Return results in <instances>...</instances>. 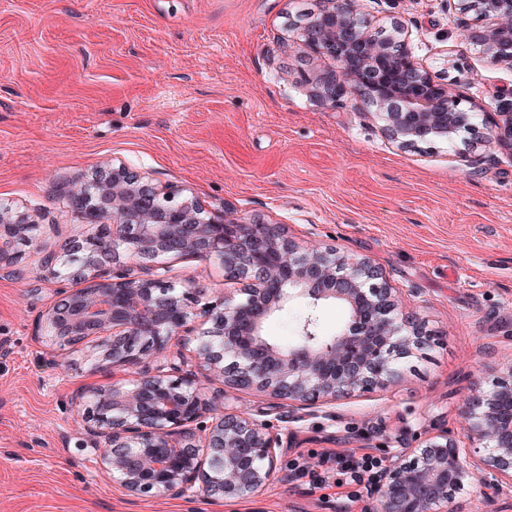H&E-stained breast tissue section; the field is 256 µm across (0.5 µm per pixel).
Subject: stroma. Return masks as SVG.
<instances>
[{
    "mask_svg": "<svg viewBox=\"0 0 512 512\" xmlns=\"http://www.w3.org/2000/svg\"><path fill=\"white\" fill-rule=\"evenodd\" d=\"M373 30L401 23L434 79L493 112L512 68L461 52L445 0H360ZM318 0H0V201L40 213L22 256L0 269V512H371L345 488L315 491L280 469L248 501L130 495L83 447L76 391L109 383L81 354L37 338L56 301L45 248L86 224L69 186L123 163L243 221L284 224L300 243L370 260L412 288L429 334L401 382L293 422L253 391L232 404L270 421L282 458L356 450L386 458L440 429L512 360V151L402 147L371 107L327 105L311 81L329 59L301 53ZM462 56L456 71L445 53ZM176 283L224 291L219 263L171 261Z\"/></svg>",
    "mask_w": 512,
    "mask_h": 512,
    "instance_id": "obj_1",
    "label": "stroma"
}]
</instances>
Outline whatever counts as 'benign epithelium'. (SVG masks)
Segmentation results:
<instances>
[{"mask_svg":"<svg viewBox=\"0 0 512 512\" xmlns=\"http://www.w3.org/2000/svg\"><path fill=\"white\" fill-rule=\"evenodd\" d=\"M301 32L311 52L336 69L317 77L324 100L363 98L401 146L461 134L512 151V88L500 93L506 111L495 119L463 106L451 84L438 83L409 46L404 26L377 39L356 0H319ZM472 15L461 39L491 63L512 67V0H456ZM68 208L85 224L112 219V249L88 251L80 240L63 254L48 252L41 277L61 299L39 322L46 341L74 352L96 341L87 360L96 371L133 372L82 396L85 442L103 472L137 495L248 500L280 468L281 439L272 424L224 403L229 391H258L309 414L357 392L393 385L402 360L424 344L421 323L366 259L305 246L283 225L246 223L209 210L176 190H160L120 164L72 188ZM39 228L34 216L0 202V266L17 259L15 238ZM218 260L224 295L164 277L167 258ZM293 301L308 315L289 349L263 338L266 320ZM343 305L348 321L332 339L318 335V309ZM195 343L192 357L172 342ZM512 402L508 378L470 394L462 407L465 438L485 453L476 461L446 430L390 456L369 492L377 512H448V487L482 484L512 491Z\"/></svg>","mask_w":512,"mask_h":512,"instance_id":"benign-epithelium-1","label":"benign epithelium"}]
</instances>
